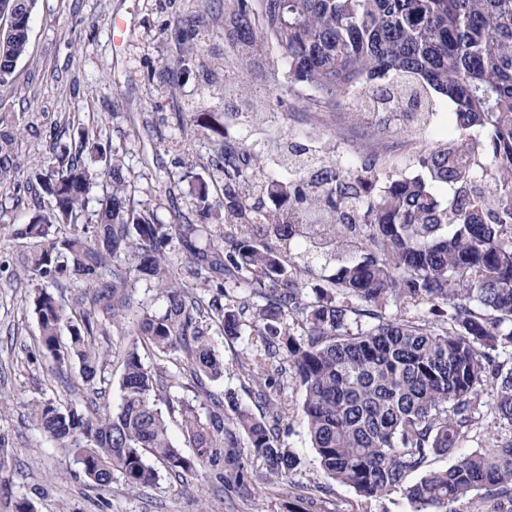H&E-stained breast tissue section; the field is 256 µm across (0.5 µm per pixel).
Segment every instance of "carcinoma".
I'll return each instance as SVG.
<instances>
[{"instance_id":"cac0c4a2","label":"carcinoma","mask_w":512,"mask_h":512,"mask_svg":"<svg viewBox=\"0 0 512 512\" xmlns=\"http://www.w3.org/2000/svg\"><path fill=\"white\" fill-rule=\"evenodd\" d=\"M35 7L0 0V83L28 53ZM224 22L241 70L262 66L275 46L288 88L312 90L330 111L346 101L380 125L403 97H448V140L419 157L424 174L414 177L333 161L310 171L299 158L313 149L297 142L271 177L246 142L224 140L215 164L224 201L200 183L198 223L177 212L161 223L127 193L119 158L103 173L85 162L94 141L66 163L44 158L50 206L0 226L25 247L39 350L55 379L73 383L76 368L95 393L106 381L100 337L113 331L129 343L116 408L85 414L37 400L32 425L102 491L117 478L131 491L154 484L156 462L187 472L224 457L233 462L226 485L286 482L298 461L280 442L286 415L268 392L289 380L302 388L320 467L362 499L399 489L411 512H461L448 505L482 489L480 512H512V436L431 468L432 455L476 429L479 393L490 392L495 417L512 427V365L496 357L512 345V0H227ZM104 175L96 221L84 223ZM267 198L278 207L266 209ZM301 247L345 257L311 293L312 262L293 267ZM142 281L155 290L148 301L136 294ZM390 299L403 314L385 313ZM438 303L448 310L436 319ZM245 326L260 343L244 374L264 399L259 418L234 392L207 388L224 376L211 336L234 338ZM143 351L174 361L169 384ZM186 385L209 403L206 415L178 396ZM226 406L242 444L224 433ZM176 412L181 447L169 432ZM241 446L265 472H248Z\"/></svg>"}]
</instances>
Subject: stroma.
Wrapping results in <instances>:
<instances>
[{
  "mask_svg": "<svg viewBox=\"0 0 512 512\" xmlns=\"http://www.w3.org/2000/svg\"><path fill=\"white\" fill-rule=\"evenodd\" d=\"M126 19L121 42L112 39V19ZM193 52L178 67L181 50ZM241 82L256 109L246 119L256 138L282 137L286 126L324 134L337 155H378L381 162L410 165L425 146L402 126L379 131L353 120L351 104L332 112L302 111L303 89L272 91L265 72L242 74L229 55L224 0H37L29 50L12 77L0 84V132L13 134L12 176L0 183V222L22 224L48 203L38 175L54 142L75 148L82 135L99 139L105 154H117L136 202L160 219L173 211L194 216V188L205 179L221 196L224 176L212 168L216 135L184 125L180 114L224 120V83ZM21 252L0 236V393L12 405L0 415V435L9 440L11 462L0 471V512L30 503L33 512H409L402 492L364 501L328 478L309 442L301 391L288 385L279 404L288 416L284 444L298 458L288 483L259 485L249 497L224 487L219 468L175 473L161 469L157 483L130 491L113 482L101 493L89 486L72 453L52 447L28 419L31 401L59 400V385L35 340L37 318L17 273ZM213 346L226 370L211 391H235L241 407L256 409L242 371L255 339L214 334Z\"/></svg>",
  "mask_w": 512,
  "mask_h": 512,
  "instance_id": "35a3bbf8",
  "label": "stroma"
}]
</instances>
